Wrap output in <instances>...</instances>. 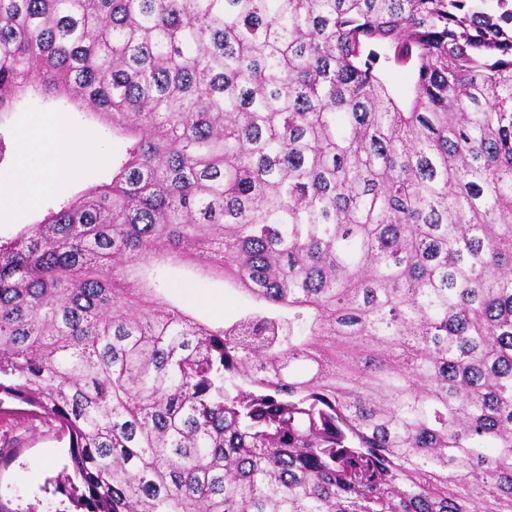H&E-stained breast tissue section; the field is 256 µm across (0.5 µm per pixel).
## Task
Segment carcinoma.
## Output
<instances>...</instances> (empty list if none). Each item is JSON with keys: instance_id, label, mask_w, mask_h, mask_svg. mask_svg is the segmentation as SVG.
<instances>
[{"instance_id": "cac0c4a2", "label": "carcinoma", "mask_w": 512, "mask_h": 512, "mask_svg": "<svg viewBox=\"0 0 512 512\" xmlns=\"http://www.w3.org/2000/svg\"><path fill=\"white\" fill-rule=\"evenodd\" d=\"M33 97L123 143L0 238V405L86 512H512V0H0ZM386 77L393 93L397 97L404 98L409 94L411 76L406 69L391 65L386 69ZM166 294L181 300L212 324L222 325L238 318L247 308L243 297L227 285L194 280L176 273L169 277Z\"/></svg>"}]
</instances>
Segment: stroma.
I'll list each match as a JSON object with an SVG mask.
<instances>
[{
    "instance_id": "35a3bbf8",
    "label": "stroma",
    "mask_w": 512,
    "mask_h": 512,
    "mask_svg": "<svg viewBox=\"0 0 512 512\" xmlns=\"http://www.w3.org/2000/svg\"><path fill=\"white\" fill-rule=\"evenodd\" d=\"M74 131L89 151L40 190L34 207L12 209L0 205V236L10 237L21 225L38 219L48 201L71 197L97 182L103 171L96 160L102 152L118 151L120 144L106 134L97 120L78 112H59L32 105L13 115L6 132V159L0 163V196L16 191L13 176L22 164L21 136L36 126ZM168 297L180 300L210 323L221 325L238 318L247 308L243 297L229 286L174 274L167 282ZM0 512H75L76 505L59 493L53 483L69 458V437L58 423L33 418L26 406H0Z\"/></svg>"
}]
</instances>
